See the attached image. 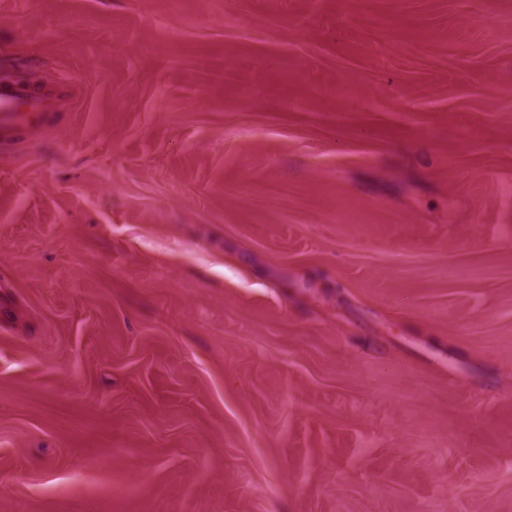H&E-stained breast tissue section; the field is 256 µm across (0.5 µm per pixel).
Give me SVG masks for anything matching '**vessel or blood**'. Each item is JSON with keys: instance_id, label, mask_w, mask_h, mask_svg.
Returning a JSON list of instances; mask_svg holds the SVG:
<instances>
[{"instance_id": "obj_1", "label": "vessel or blood", "mask_w": 512, "mask_h": 512, "mask_svg": "<svg viewBox=\"0 0 512 512\" xmlns=\"http://www.w3.org/2000/svg\"><path fill=\"white\" fill-rule=\"evenodd\" d=\"M83 107V93L74 77L46 71L23 76L2 72L0 142L13 145L15 139L50 128L58 116Z\"/></svg>"}]
</instances>
